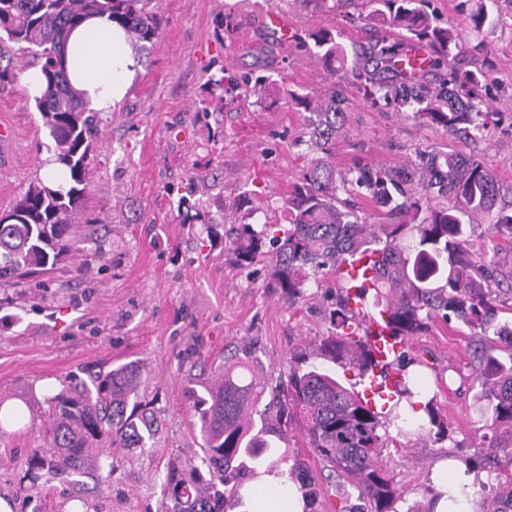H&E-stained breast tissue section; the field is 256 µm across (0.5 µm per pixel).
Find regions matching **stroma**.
Masks as SVG:
<instances>
[{"label": "stroma", "instance_id": "obj_1", "mask_svg": "<svg viewBox=\"0 0 512 512\" xmlns=\"http://www.w3.org/2000/svg\"><path fill=\"white\" fill-rule=\"evenodd\" d=\"M494 29L486 37L496 65L490 94L512 110V0H489ZM285 13L296 30L329 27L350 45L365 41L363 0L320 12L299 0H156L160 30L138 50L141 68L120 106L97 115L86 211L102 223L87 256L60 264L48 287L0 288V402L17 401L29 419L0 434V497L14 512H171L163 494L166 467L198 461L200 439L189 426L188 393L205 395L224 373L225 358L246 361L275 384L288 357L325 331L340 288L333 280L295 305L265 286L266 269L237 267L224 233L249 217V205L286 198L311 154L295 138L303 121L283 97L287 89L323 91L334 78L309 53L286 49L266 28V10ZM243 73L269 77L259 93L233 82ZM336 163L353 155L401 164L417 148L446 135L395 112L370 107L353 86ZM0 122L15 131L0 164V214L40 178L54 147L41 116L19 84L0 87ZM512 204V131L481 145ZM474 342L461 324H440L412 340L409 357L430 364L426 381L450 422L434 444L411 435L387 442L381 458L401 491L397 512H424L432 466L448 453L473 455L482 441L480 404L472 386ZM130 364L140 393L154 402L159 431L146 448H116L112 469L82 479L74 495L65 479L41 474L42 494L28 499L26 459L42 447L50 403L41 385L63 389L75 378Z\"/></svg>", "mask_w": 512, "mask_h": 512}]
</instances>
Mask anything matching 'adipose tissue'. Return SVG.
<instances>
[{
    "label": "adipose tissue",
    "instance_id": "obj_1",
    "mask_svg": "<svg viewBox=\"0 0 512 512\" xmlns=\"http://www.w3.org/2000/svg\"><path fill=\"white\" fill-rule=\"evenodd\" d=\"M66 64L74 86L90 107L110 112L121 102L138 69L124 30L104 17H92L69 39ZM282 460L273 473H259L239 489L243 512H304L302 493ZM479 474L459 458L441 461L430 474L428 512H480Z\"/></svg>",
    "mask_w": 512,
    "mask_h": 512
}]
</instances>
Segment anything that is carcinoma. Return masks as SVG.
Returning a JSON list of instances; mask_svg holds the SVG:
<instances>
[{"label":"carcinoma","mask_w":512,"mask_h":512,"mask_svg":"<svg viewBox=\"0 0 512 512\" xmlns=\"http://www.w3.org/2000/svg\"><path fill=\"white\" fill-rule=\"evenodd\" d=\"M154 0H0V46L12 43L41 62L45 88L36 99L44 126L54 142L56 160L71 183L54 189L31 182L9 209L15 224H0V285L11 286L80 257L97 241L99 225L84 212L89 165L97 139L95 112L71 85L65 67L70 31L89 16L106 15L126 32L134 49L157 37L160 20ZM365 15L346 16L396 31L362 47L346 49L341 33L320 28L298 39L295 47L360 90L380 111L404 112L436 127L458 143L444 150L425 146L398 166L363 164L336 169V141L345 132L346 99L341 86L325 93L288 91V103L303 114L298 144L313 158L279 207L257 206L265 221L235 224L228 236L233 262L247 269L268 261L266 287L289 305L320 287L330 273L341 274L359 258L356 285L342 289L330 327L314 337L313 355L288 359L286 379L270 391L263 410L257 406L261 384L246 376L241 361L224 363V379L204 398L190 393L199 430L201 465L167 466L164 493L173 512H230L240 505L227 472L241 458L258 459L284 441L288 429L299 431L315 457L336 473L339 487H351L364 507L359 512H396L401 493L380 459L384 441L379 430L390 423L389 402L377 406L346 386L324 363L338 365L363 381L392 372V398L411 401L419 394L412 365L424 362L399 352L381 365L375 359L366 317L355 305L372 302L379 322L400 346L438 323L456 321L479 337L473 350L476 394L486 410L483 451L471 458L478 469L512 464V320L502 312L498 240L512 239V209L496 208L502 184L485 159L474 152L499 126L504 113L486 100V77L493 69L489 43L465 46L456 27L443 24L435 0H368ZM477 32L491 25L481 5L467 16ZM282 212L288 227L274 219ZM493 216L489 241L474 249V226ZM139 373L119 366L74 379L50 398L43 447L27 459L29 497L39 494L37 472L55 476L100 472L114 448H144L154 437L155 410L140 401ZM428 425L416 434L434 443L449 437L436 395L423 406ZM260 428H255L254 414ZM291 478L302 491L304 512H326L328 489L313 469L298 463ZM482 512H512V478L483 500Z\"/></svg>","instance_id":"cac0c4a2"}]
</instances>
